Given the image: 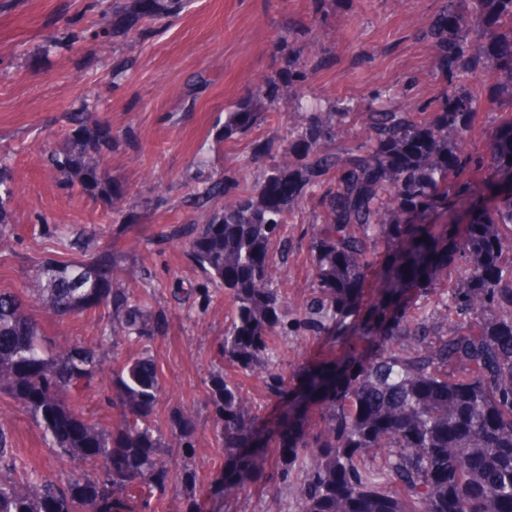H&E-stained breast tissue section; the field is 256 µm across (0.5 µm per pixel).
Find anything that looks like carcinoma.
<instances>
[{
    "label": "carcinoma",
    "instance_id": "1",
    "mask_svg": "<svg viewBox=\"0 0 512 512\" xmlns=\"http://www.w3.org/2000/svg\"><path fill=\"white\" fill-rule=\"evenodd\" d=\"M138 17L160 20L183 0H132ZM310 32L284 39L297 61L266 81L255 97L269 107L288 100L297 111L313 70L304 58ZM445 64L478 55L492 63L499 90L512 100V0H442L438 17L419 30ZM390 91L376 89L363 130L352 110L335 101L306 112L295 124L281 113L284 134L263 178L242 188L212 172L191 196L193 218L168 228L202 277L197 294L222 291L234 309L220 358L257 374L274 394L286 381L272 359V336H320L328 312L336 341L355 332L373 355L306 373L301 403L324 408L318 428L298 431L303 410L285 417L278 460L281 477L297 458L304 466L295 487L296 512H512V110L498 117L492 143L473 154L476 95L450 82L437 109L397 108ZM262 114L254 103L225 113L221 143L251 130ZM73 136L48 155L63 182L79 180L108 196L121 212L123 189L101 182L104 139L86 112L72 116ZM453 148H448V138ZM475 165L495 187L485 200L472 183L449 181L454 169ZM336 172V181L328 179ZM320 192L321 223L311 227L308 250L315 292L293 302L277 291L271 269L286 268L280 228L307 196ZM13 195L0 154V244L12 232ZM469 201L458 232L448 219L458 198ZM222 204H217L218 200ZM58 256L29 257L35 274L15 289H0V393L18 402L45 444L63 461L88 469L71 476L28 470L0 424V512H154L169 483L192 487L191 469L176 466L195 452V422L175 417L178 445L164 441L157 419L162 393L155 363L127 361L105 374L108 346L145 342L165 332L167 317L149 306L146 292L128 285L132 253L101 247L91 238L59 237ZM386 251L384 279L370 316L357 319L369 270ZM448 282V287L441 283ZM413 288L436 293L429 311L405 307ZM482 302L471 309V300ZM60 317L94 310L105 321L97 341L46 336L32 304ZM288 315H282L283 310ZM108 377L117 421L101 427L79 412L76 391ZM214 436L224 447V480L215 495L235 494L264 473L258 415L238 383L220 374L211 382Z\"/></svg>",
    "mask_w": 512,
    "mask_h": 512
}]
</instances>
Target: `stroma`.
<instances>
[{
    "mask_svg": "<svg viewBox=\"0 0 512 512\" xmlns=\"http://www.w3.org/2000/svg\"><path fill=\"white\" fill-rule=\"evenodd\" d=\"M440 9L441 0H188L173 17H133L127 26L112 28L104 23L112 0H0V151L9 154L13 179V234L0 246V288L17 287L31 275L33 253L54 256L57 227L101 243L116 238L133 250L152 305L164 311L169 326L150 343L115 345L109 364L115 368L147 357L157 365L163 385L157 412L165 439L178 433L172 415L192 411L196 448L187 464L209 512H295L292 488L301 472L281 479L277 461L280 422L302 391L301 373L353 351L369 354L371 347L356 338L337 343L330 331L272 337L288 386L283 396L222 363L218 343L232 319L231 302L220 291L206 304L196 297L173 300L174 279L194 287L201 276L182 245L159 239L168 225L192 217L190 191L198 185L193 160L204 158L208 173L231 170L245 187L262 178L283 134L279 114L265 112L248 133L226 143H216V132L235 103L287 71L280 40L289 29L306 26L313 29L308 54L325 59L309 82L313 96L354 107L358 121L374 88H395L397 104L412 107L441 99L446 81L466 79L481 95L474 148L482 150L502 98L490 61L474 57L467 68L445 69L417 38V28ZM83 111L112 129L101 175L124 189V212L111 211L105 197L81 185H66L48 165L47 150L66 146L69 117ZM320 213L317 196H309L283 228L292 250L279 288L295 301L313 291L308 237ZM41 321L46 335L62 340L100 334L91 313L63 321L45 314ZM220 372L236 378L259 416L267 470L244 493L217 499L212 490L224 477V450L214 437L208 386ZM81 412L89 421L112 425L117 409L108 381L83 391ZM0 422L9 426L15 448L36 473L79 471L78 463H62L47 448L25 411L5 395Z\"/></svg>",
    "mask_w": 512,
    "mask_h": 512,
    "instance_id": "stroma-1",
    "label": "stroma"
}]
</instances>
